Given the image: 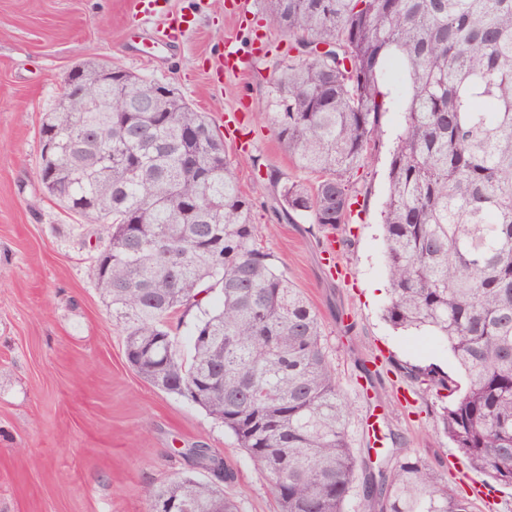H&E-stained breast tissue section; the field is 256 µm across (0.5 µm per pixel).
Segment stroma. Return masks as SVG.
<instances>
[{
    "mask_svg": "<svg viewBox=\"0 0 512 512\" xmlns=\"http://www.w3.org/2000/svg\"><path fill=\"white\" fill-rule=\"evenodd\" d=\"M245 2L238 14L230 0H168L170 14L194 23L177 44L156 46L132 0H0V512H149L144 486L205 478L186 448L211 449L233 467L223 489L242 512H278L223 423L128 364L123 326L89 272L107 229L66 213L39 181L42 119L83 62L162 79L217 127H236L226 152L262 245L319 315L360 468L378 469L396 442L464 494L485 480L444 434L441 400L404 374L432 364L456 374L446 345L383 316L381 212L401 113L384 115L383 140L352 177L357 223L277 220L269 175L303 177L265 119L290 38L269 25L264 0ZM229 37L249 53L235 73L220 68Z\"/></svg>",
    "mask_w": 512,
    "mask_h": 512,
    "instance_id": "1",
    "label": "stroma"
}]
</instances>
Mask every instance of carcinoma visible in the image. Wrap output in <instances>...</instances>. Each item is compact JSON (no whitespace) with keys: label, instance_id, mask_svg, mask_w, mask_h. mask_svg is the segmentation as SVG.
<instances>
[{"label":"carcinoma","instance_id":"1","mask_svg":"<svg viewBox=\"0 0 512 512\" xmlns=\"http://www.w3.org/2000/svg\"><path fill=\"white\" fill-rule=\"evenodd\" d=\"M294 37L267 118L307 181L272 176L279 214L321 227L353 223L347 175L403 113L382 215L385 319L448 345L407 376L447 392L443 431L471 467L512 485V0H266ZM330 48L294 54L297 43ZM404 71L384 86L386 62ZM42 123L39 181L64 209L106 224L90 267L125 355L154 387L224 423L264 475L280 512H346L356 488L347 399L317 312L260 243L254 202L216 125L170 84L84 66ZM112 111L94 112V102ZM191 317L188 351L169 319ZM185 477L143 489L151 512H241L222 484ZM382 512H473L417 455L364 477Z\"/></svg>","mask_w":512,"mask_h":512}]
</instances>
